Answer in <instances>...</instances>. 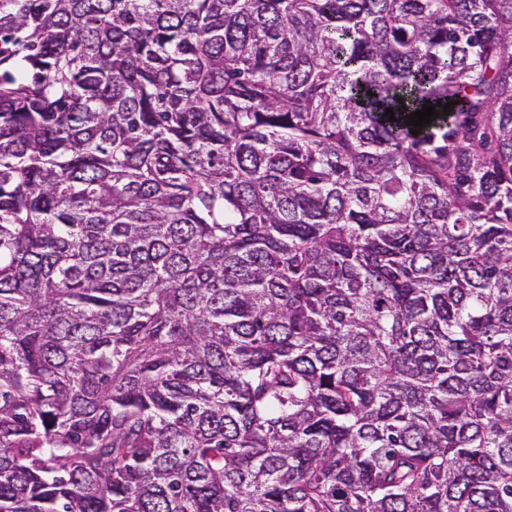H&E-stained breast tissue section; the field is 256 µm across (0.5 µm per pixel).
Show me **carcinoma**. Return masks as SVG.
I'll use <instances>...</instances> for the list:
<instances>
[{"instance_id": "cac0c4a2", "label": "carcinoma", "mask_w": 512, "mask_h": 512, "mask_svg": "<svg viewBox=\"0 0 512 512\" xmlns=\"http://www.w3.org/2000/svg\"><path fill=\"white\" fill-rule=\"evenodd\" d=\"M0 512H512V0H0Z\"/></svg>"}]
</instances>
